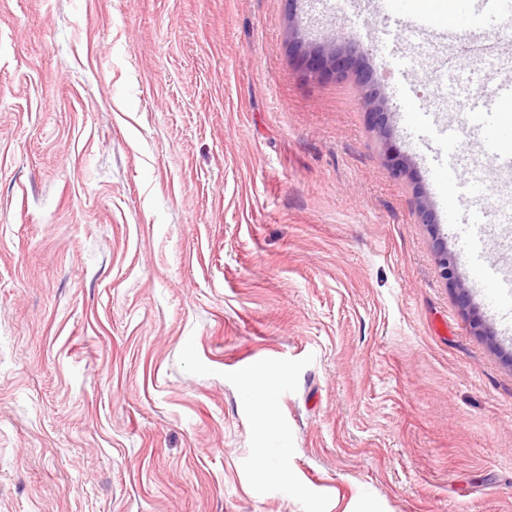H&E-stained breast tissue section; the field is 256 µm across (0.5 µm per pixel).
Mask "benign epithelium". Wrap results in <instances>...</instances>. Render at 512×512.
Listing matches in <instances>:
<instances>
[{"label": "benign epithelium", "mask_w": 512, "mask_h": 512, "mask_svg": "<svg viewBox=\"0 0 512 512\" xmlns=\"http://www.w3.org/2000/svg\"><path fill=\"white\" fill-rule=\"evenodd\" d=\"M291 53L301 68L311 76H351L364 90L367 113L374 129L383 137L389 135L390 111L375 88L373 76L366 67L362 55L354 49L340 51L335 47V39L324 42L307 41L300 35H294ZM418 221L430 227L435 238L436 252L439 256L441 272L444 279L454 288L456 299L461 310L470 316L471 326L483 331L484 325L475 313L468 290L464 288L458 272V262L454 254L448 251L442 238L436 215L424 201H419L417 208Z\"/></svg>", "instance_id": "obj_1"}]
</instances>
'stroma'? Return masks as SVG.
Returning a JSON list of instances; mask_svg holds the SVG:
<instances>
[{"label":"stroma","mask_w":512,"mask_h":512,"mask_svg":"<svg viewBox=\"0 0 512 512\" xmlns=\"http://www.w3.org/2000/svg\"><path fill=\"white\" fill-rule=\"evenodd\" d=\"M369 2L0 0V512H512V292L470 260L480 211L512 280V171L467 141L491 189L445 214L409 116L465 121L452 44ZM294 31L358 47L389 138ZM418 221L421 224H427L430 227L432 234L435 238L436 252L439 256L441 272L444 279L454 288L456 299L461 307V310L470 316V323L474 329L483 332V325L481 319H479L475 313V309L471 304V297L468 290L464 288L458 272V262L454 254L448 251L442 238L439 237V228L436 215L433 210L423 200L419 201L417 208ZM246 401L252 408L264 433L273 430V396L277 387V378L262 370H255L246 377ZM255 469L261 478L274 481L290 488L291 483L288 470L281 466L274 465L270 461L267 455V448L257 449Z\"/></svg>","instance_id":"obj_1"}]
</instances>
